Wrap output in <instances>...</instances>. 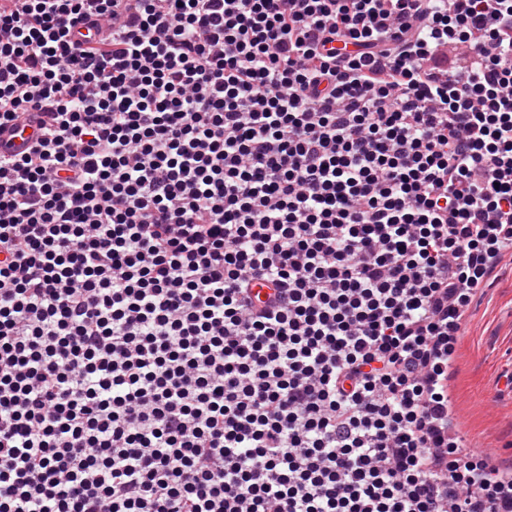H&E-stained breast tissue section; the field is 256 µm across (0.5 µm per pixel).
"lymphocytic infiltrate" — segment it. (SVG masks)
I'll list each match as a JSON object with an SVG mask.
<instances>
[{
	"label": "lymphocytic infiltrate",
	"instance_id": "f902f5d3",
	"mask_svg": "<svg viewBox=\"0 0 512 512\" xmlns=\"http://www.w3.org/2000/svg\"><path fill=\"white\" fill-rule=\"evenodd\" d=\"M32 109L0 512H512L448 400L512 251V0H0Z\"/></svg>",
	"mask_w": 512,
	"mask_h": 512
}]
</instances>
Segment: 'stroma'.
I'll return each instance as SVG.
<instances>
[{
    "label": "stroma",
    "mask_w": 512,
    "mask_h": 512,
    "mask_svg": "<svg viewBox=\"0 0 512 512\" xmlns=\"http://www.w3.org/2000/svg\"><path fill=\"white\" fill-rule=\"evenodd\" d=\"M512 256L500 259L485 294L466 311L448 370L453 424L469 447L512 462Z\"/></svg>",
    "instance_id": "obj_1"
}]
</instances>
